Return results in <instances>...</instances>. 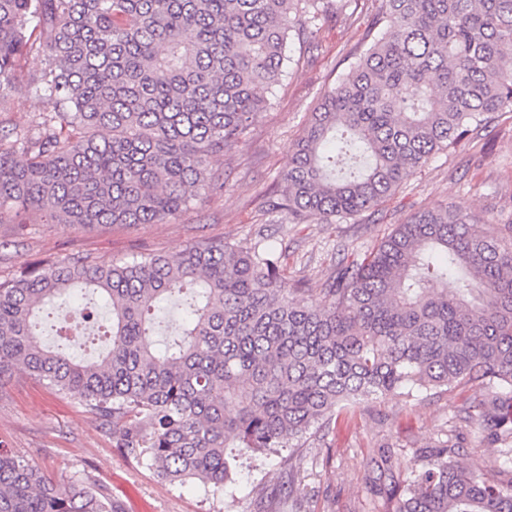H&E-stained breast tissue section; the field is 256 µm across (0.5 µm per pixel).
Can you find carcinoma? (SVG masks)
Segmentation results:
<instances>
[{"instance_id":"carcinoma-1","label":"carcinoma","mask_w":512,"mask_h":512,"mask_svg":"<svg viewBox=\"0 0 512 512\" xmlns=\"http://www.w3.org/2000/svg\"><path fill=\"white\" fill-rule=\"evenodd\" d=\"M297 0H0V112L20 61L47 111L0 127V223L160 224L185 211L213 158L241 142L287 75ZM377 33L319 104L272 206L300 224L376 208L494 112H512V0H382ZM274 244L201 241L112 265L83 258L0 283V382L16 370L112 424L115 447L171 482H232L229 448L278 456L369 397L477 386L466 427L508 446L483 478L449 437L365 478L390 512H512V234L469 213H414L320 302L295 305ZM110 318L78 361L42 323L81 295ZM0 512H121L87 478L61 487L0 452Z\"/></svg>"}]
</instances>
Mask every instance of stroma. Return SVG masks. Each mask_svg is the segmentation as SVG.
<instances>
[{
    "instance_id": "obj_1",
    "label": "stroma",
    "mask_w": 512,
    "mask_h": 512,
    "mask_svg": "<svg viewBox=\"0 0 512 512\" xmlns=\"http://www.w3.org/2000/svg\"><path fill=\"white\" fill-rule=\"evenodd\" d=\"M380 9L381 0H358L356 10L345 7L310 23L306 40L291 38L288 76L272 108L251 123L238 147L212 161L219 185L200 190L190 209L163 224H0V282L45 261L83 257L119 263L136 252L171 254L205 240L248 250L267 238L283 252L291 300L306 304L322 298L338 267L363 258L417 211L447 205L502 232L512 221V112L494 114L465 146L434 155L375 212L344 224H292L268 209L318 100L368 48V24ZM38 67L35 60L24 66L7 95V111L0 112L1 126H28L42 111L27 87ZM480 394L467 386L362 401L329 429L300 439V494L285 508L267 498L275 459L239 455L235 480L223 493L208 491L196 479L170 482L146 460L115 448L111 425L88 407L21 371L0 386V449L23 457L61 486L90 479L123 512H384L364 480V463L378 445H389L404 469L418 449L453 431L467 467L486 476L503 467L499 445L462 422Z\"/></svg>"
}]
</instances>
